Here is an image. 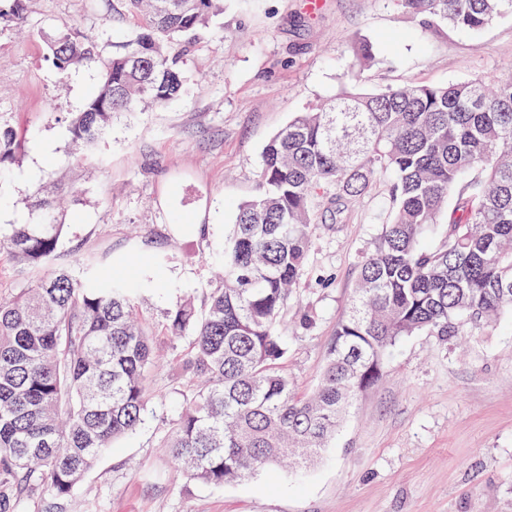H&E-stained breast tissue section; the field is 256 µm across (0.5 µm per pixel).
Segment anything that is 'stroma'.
<instances>
[{
  "label": "stroma",
  "mask_w": 512,
  "mask_h": 512,
  "mask_svg": "<svg viewBox=\"0 0 512 512\" xmlns=\"http://www.w3.org/2000/svg\"><path fill=\"white\" fill-rule=\"evenodd\" d=\"M93 36L102 51L131 39L134 19L112 0H25L23 24L0 25V115L24 147L0 174V224L23 222L19 202L76 186L59 250L101 257L125 278L151 337L155 364L139 429L102 455L64 500L45 482L0 485L13 512H512V319L455 343L405 338L381 381L361 393L332 448L308 469L272 465L224 485L187 479L161 441L190 385L189 340L167 330L177 299L205 305L224 256V232L256 193L267 141L297 113L355 84L370 92L408 82L445 85L512 75V13L483 30L424 26L396 0H224L190 45L187 85L162 107L114 119L75 156L67 114L82 111L98 66L60 74L45 58L58 29ZM374 59L356 66L359 43ZM391 205L388 175L322 213L294 295L278 320L283 368L312 392L363 253ZM161 263L162 281L143 287ZM311 326H302L303 317Z\"/></svg>",
  "instance_id": "obj_1"
}]
</instances>
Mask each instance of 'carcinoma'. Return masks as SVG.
Masks as SVG:
<instances>
[{"label": "carcinoma", "instance_id": "carcinoma-1", "mask_svg": "<svg viewBox=\"0 0 512 512\" xmlns=\"http://www.w3.org/2000/svg\"><path fill=\"white\" fill-rule=\"evenodd\" d=\"M428 26L479 30L512 0H398ZM139 31L119 53L57 30L47 59L62 73L96 61L99 84L67 117L77 153L115 117L181 94L190 40L223 13V0H124ZM24 0H0V22L20 23ZM17 130L0 117V172L17 159ZM391 177V208L362 256L346 315L315 390L300 395L282 371L277 320L312 247L316 208L364 195ZM259 191L224 238V281L200 311L168 312L171 335L190 337V397L162 443L187 477L224 484L292 458L313 461L357 395L381 379L406 337L450 340L512 313V79L345 91L301 112L266 144ZM30 219L0 224V256L14 270L49 273L0 304V475L37 474L59 498L147 410L150 336L119 276L84 278L57 264L68 225L49 197L24 201ZM435 247L425 239L439 225Z\"/></svg>", "mask_w": 512, "mask_h": 512}]
</instances>
